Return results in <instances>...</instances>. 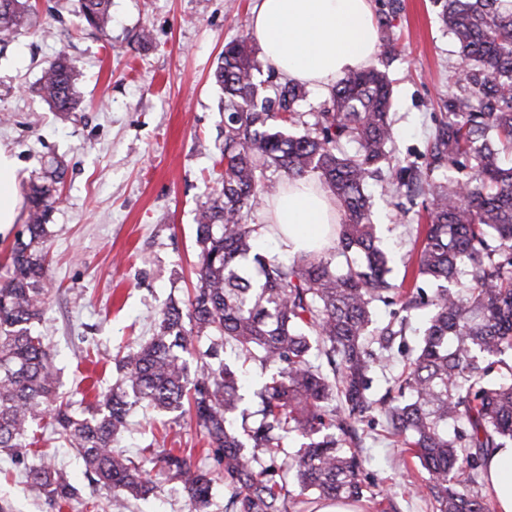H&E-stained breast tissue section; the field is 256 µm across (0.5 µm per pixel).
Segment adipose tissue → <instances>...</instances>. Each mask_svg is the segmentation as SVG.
Here are the masks:
<instances>
[{"label":"adipose tissue","mask_w":512,"mask_h":512,"mask_svg":"<svg viewBox=\"0 0 512 512\" xmlns=\"http://www.w3.org/2000/svg\"><path fill=\"white\" fill-rule=\"evenodd\" d=\"M250 33L272 66L318 92L378 50L370 0H259ZM20 203L17 166L0 149V231L16 222ZM267 220L297 251L325 236L336 205L317 180L288 181L273 197ZM484 479L496 512H512V442L490 456Z\"/></svg>","instance_id":"obj_1"}]
</instances>
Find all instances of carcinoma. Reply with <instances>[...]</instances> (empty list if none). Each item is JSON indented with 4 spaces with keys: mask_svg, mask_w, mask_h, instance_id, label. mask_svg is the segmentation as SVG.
<instances>
[{
    "mask_svg": "<svg viewBox=\"0 0 512 512\" xmlns=\"http://www.w3.org/2000/svg\"><path fill=\"white\" fill-rule=\"evenodd\" d=\"M86 24L112 28V0H81ZM457 47L461 76L418 165L392 164V87L365 66L344 74L320 112L296 111L306 88L268 94L247 39L224 45L213 73L224 98V177L197 221V283L165 306L148 341L117 352L121 377L77 417L60 400L45 337L32 330L49 289L43 243L51 189L33 186L28 239H18L0 283V451L39 442L44 424L79 453L112 512L155 491L151 471L178 483L193 512H210L217 483L224 512H306L315 494L357 501L363 478L359 426L379 415L401 445L405 470L423 473L435 512H488L477 486L488 457L512 440V0H434ZM28 0H0V34L25 25ZM56 112L78 104L75 67L63 54L37 88ZM314 178L334 195L336 252L291 258L258 252L261 224L249 217L278 184ZM470 171L465 180L451 171ZM431 198L412 278L437 283L432 296L392 282L372 221V181ZM426 307L429 319L408 368L386 393L373 372L402 349L404 319L377 322L378 304ZM232 344L262 374L251 394L224 363ZM318 354H312V349ZM325 360L317 364L313 357ZM139 408L186 419L207 439L212 465L151 441L136 462L114 447ZM303 439L290 451L285 439ZM29 487L57 509L80 497L63 469L32 465Z\"/></svg>",
    "mask_w": 512,
    "mask_h": 512,
    "instance_id": "obj_1",
    "label": "carcinoma"
}]
</instances>
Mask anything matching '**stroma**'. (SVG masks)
<instances>
[{
    "mask_svg": "<svg viewBox=\"0 0 512 512\" xmlns=\"http://www.w3.org/2000/svg\"><path fill=\"white\" fill-rule=\"evenodd\" d=\"M258 0H112V28L99 34L79 17V0H31L30 24L0 35V145L18 164L19 195L65 174L49 216L45 248L50 294L39 329L59 378V393L82 415L97 390L117 378L120 347L153 336L168 298L196 285V219L224 172L223 93L212 72L227 41L249 36ZM374 17L391 16L398 51L376 53L374 65L393 87L394 163L420 162L441 104L460 75L457 49L433 0H371ZM149 30L152 40L137 35ZM66 54L82 104L55 112L37 93L43 68ZM373 221L394 279L410 261V224L423 205L383 194L372 182ZM159 411L132 417L118 448L136 455L147 440L193 449L205 441L195 426H168ZM44 462L64 469L82 497L66 512H91L84 465L53 436L38 443ZM398 448L382 428L366 431L364 475L388 495L394 512H433L412 492ZM133 512H192L177 483L158 480ZM0 512H57L29 491L24 468L0 452Z\"/></svg>",
    "mask_w": 512,
    "mask_h": 512,
    "instance_id": "35a3bbf8",
    "label": "stroma"
}]
</instances>
